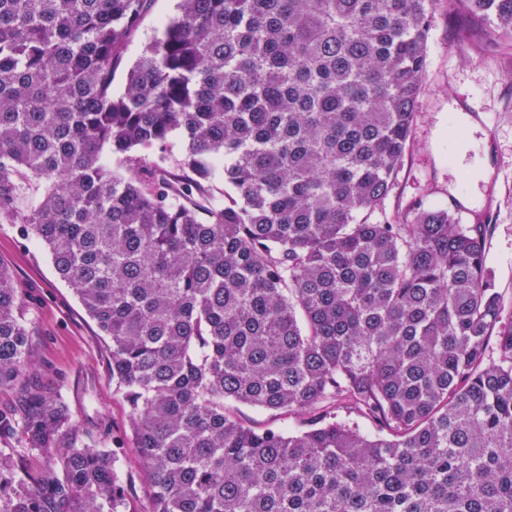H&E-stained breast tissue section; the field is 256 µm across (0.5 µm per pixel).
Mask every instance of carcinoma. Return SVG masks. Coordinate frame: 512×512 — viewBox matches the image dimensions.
<instances>
[{
    "label": "carcinoma",
    "mask_w": 512,
    "mask_h": 512,
    "mask_svg": "<svg viewBox=\"0 0 512 512\" xmlns=\"http://www.w3.org/2000/svg\"><path fill=\"white\" fill-rule=\"evenodd\" d=\"M152 2L0 0V221L48 250L107 344L150 512H512V316L486 225L371 219L436 0H179L117 96ZM445 2L512 35V0ZM174 133V167L139 154ZM216 178L237 196H193ZM25 307L0 264V388L22 401L0 412L22 443L0 448V512H126L113 451L19 382ZM228 401L306 428L257 432Z\"/></svg>",
    "instance_id": "carcinoma-1"
}]
</instances>
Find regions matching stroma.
Wrapping results in <instances>:
<instances>
[{
  "label": "stroma",
  "instance_id": "35a3bbf8",
  "mask_svg": "<svg viewBox=\"0 0 512 512\" xmlns=\"http://www.w3.org/2000/svg\"><path fill=\"white\" fill-rule=\"evenodd\" d=\"M176 5L153 0L127 43L114 92H122L127 65L174 16ZM461 113L472 122L467 137L453 143L448 119ZM455 200L463 224L488 210L487 265L505 313L512 314V39L486 42L480 25L436 0L410 142L381 211L427 210ZM0 264L26 299L30 377L61 391L78 443L116 450L130 512H149V485L130 439L129 405L112 387L109 351L95 323L58 277L45 248L22 237L17 225L0 223Z\"/></svg>",
  "mask_w": 512,
  "mask_h": 512
}]
</instances>
